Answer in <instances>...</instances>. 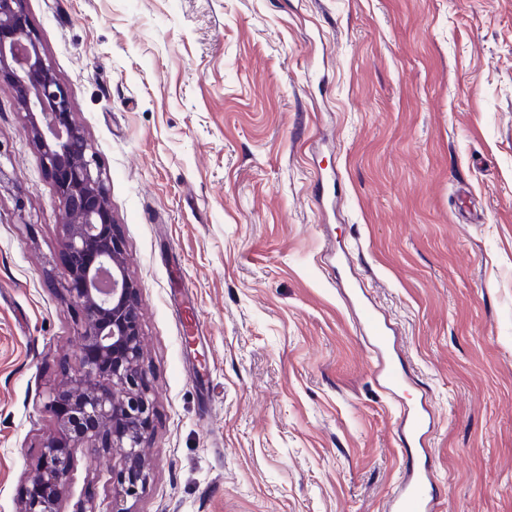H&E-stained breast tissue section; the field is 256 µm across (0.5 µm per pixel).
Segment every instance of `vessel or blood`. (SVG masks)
Returning a JSON list of instances; mask_svg holds the SVG:
<instances>
[{"instance_id": "b4317fda", "label": "vessel or blood", "mask_w": 512, "mask_h": 512, "mask_svg": "<svg viewBox=\"0 0 512 512\" xmlns=\"http://www.w3.org/2000/svg\"><path fill=\"white\" fill-rule=\"evenodd\" d=\"M358 319L364 338L374 357L373 376L380 390L390 397L412 390L427 398L426 388L401 365L394 354L395 329L374 305L359 303ZM434 427L427 406L400 408L397 442L405 463L387 497L388 512H439L440 494L434 486L433 472L426 464Z\"/></svg>"}]
</instances>
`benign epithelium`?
Segmentation results:
<instances>
[{"label":"benign epithelium","mask_w":512,"mask_h":512,"mask_svg":"<svg viewBox=\"0 0 512 512\" xmlns=\"http://www.w3.org/2000/svg\"><path fill=\"white\" fill-rule=\"evenodd\" d=\"M0 78L14 85L17 105L55 188L66 250L63 289L82 314L78 338L83 359L69 386L50 396L56 432L46 443L22 512H57L76 449L120 456L123 466L112 499L121 502L138 496L147 483L142 448L154 416L142 367L136 291L106 203L101 168L74 120L67 87L41 53L23 0H0Z\"/></svg>","instance_id":"7a95c632"}]
</instances>
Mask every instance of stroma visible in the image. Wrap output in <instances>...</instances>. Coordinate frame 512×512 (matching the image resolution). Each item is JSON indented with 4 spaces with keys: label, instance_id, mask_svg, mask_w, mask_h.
I'll list each match as a JSON object with an SVG mask.
<instances>
[{
    "label": "stroma",
    "instance_id": "stroma-1",
    "mask_svg": "<svg viewBox=\"0 0 512 512\" xmlns=\"http://www.w3.org/2000/svg\"><path fill=\"white\" fill-rule=\"evenodd\" d=\"M104 172L155 416L126 512H383L399 404L349 250L434 414L441 512H512V0H24ZM60 210L0 80V512L80 363ZM76 451L58 512H110Z\"/></svg>",
    "mask_w": 512,
    "mask_h": 512
}]
</instances>
